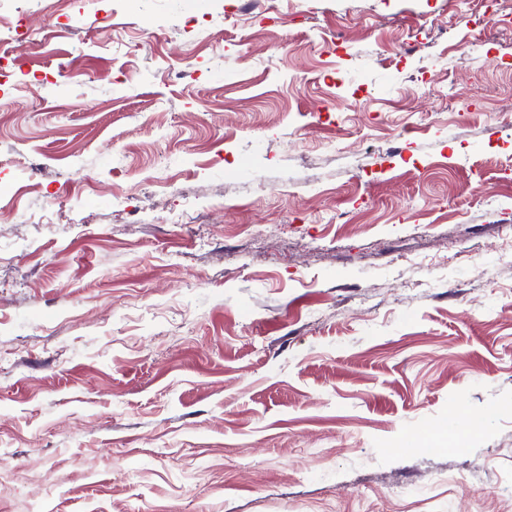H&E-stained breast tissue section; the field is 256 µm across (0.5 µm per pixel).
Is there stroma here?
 Listing matches in <instances>:
<instances>
[{"mask_svg": "<svg viewBox=\"0 0 512 512\" xmlns=\"http://www.w3.org/2000/svg\"><path fill=\"white\" fill-rule=\"evenodd\" d=\"M20 22L0 512H512V24L462 0Z\"/></svg>", "mask_w": 512, "mask_h": 512, "instance_id": "obj_1", "label": "stroma"}]
</instances>
